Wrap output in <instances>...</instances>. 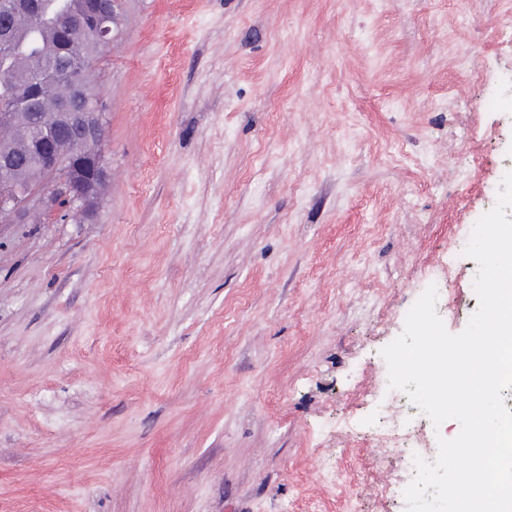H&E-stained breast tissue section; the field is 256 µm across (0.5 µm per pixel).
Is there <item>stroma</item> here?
Listing matches in <instances>:
<instances>
[{
    "label": "stroma",
    "mask_w": 512,
    "mask_h": 512,
    "mask_svg": "<svg viewBox=\"0 0 512 512\" xmlns=\"http://www.w3.org/2000/svg\"><path fill=\"white\" fill-rule=\"evenodd\" d=\"M92 70L94 215L0 220V512H406L380 351L478 307L512 0H122Z\"/></svg>",
    "instance_id": "stroma-1"
}]
</instances>
